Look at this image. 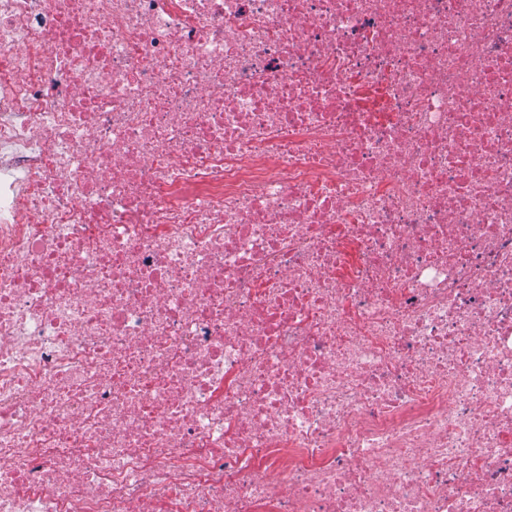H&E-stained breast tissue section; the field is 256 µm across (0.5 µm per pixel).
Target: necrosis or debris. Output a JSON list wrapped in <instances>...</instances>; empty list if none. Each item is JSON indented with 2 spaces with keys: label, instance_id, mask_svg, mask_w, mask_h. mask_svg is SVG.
<instances>
[{
  "label": "necrosis or debris",
  "instance_id": "necrosis-or-debris-1",
  "mask_svg": "<svg viewBox=\"0 0 512 512\" xmlns=\"http://www.w3.org/2000/svg\"><path fill=\"white\" fill-rule=\"evenodd\" d=\"M0 512H512V0H0Z\"/></svg>",
  "mask_w": 512,
  "mask_h": 512
}]
</instances>
